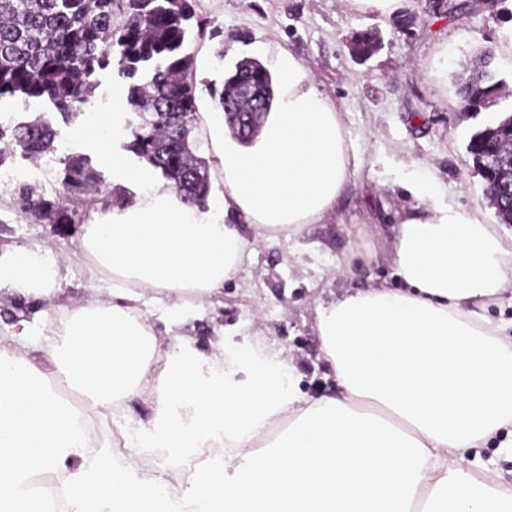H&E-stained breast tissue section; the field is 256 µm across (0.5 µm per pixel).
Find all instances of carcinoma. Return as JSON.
Returning a JSON list of instances; mask_svg holds the SVG:
<instances>
[{"mask_svg": "<svg viewBox=\"0 0 512 512\" xmlns=\"http://www.w3.org/2000/svg\"><path fill=\"white\" fill-rule=\"evenodd\" d=\"M195 0H0V100L21 95L46 102L68 121L79 119L96 98L99 75L116 66L130 80L124 106L141 118L126 149L159 170L180 199L204 207L210 177L196 155L198 138L195 58L184 50L209 21L196 18ZM381 45L377 30L354 33L351 55L368 59ZM494 51L485 48L467 64L468 77L457 84L462 108L474 114L499 105L500 82L493 71ZM228 129L240 141L252 140L274 100L273 79L259 60L242 58L222 89H209ZM10 137L28 159L54 148L56 130L41 113L17 123L11 134L0 126V141ZM512 146V111L501 110L477 129L468 143L483 178L489 205L501 224H512V184L492 164ZM59 199L44 200L27 185L18 187V204L52 224H75L73 200L106 189L103 174L82 155L62 160Z\"/></svg>", "mask_w": 512, "mask_h": 512, "instance_id": "obj_1", "label": "carcinoma"}]
</instances>
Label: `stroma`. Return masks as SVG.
Masks as SVG:
<instances>
[{
	"label": "stroma",
	"mask_w": 512,
	"mask_h": 512,
	"mask_svg": "<svg viewBox=\"0 0 512 512\" xmlns=\"http://www.w3.org/2000/svg\"><path fill=\"white\" fill-rule=\"evenodd\" d=\"M452 2V7L434 9L429 0H397L393 11L382 13L358 9L351 0H198L197 13L221 30L220 38L189 43L200 111H213L208 85L223 84L229 68L250 56L253 44L266 46L263 62L269 66L284 47L341 107L359 158L355 175L322 223L309 225L290 241L257 239L251 260L225 282L222 293L188 314L180 330L194 336L200 348L219 336L231 345L274 347L297 367L303 391L312 396L337 392L321 357L315 305L350 288L396 287L392 226L418 203L407 187L410 179L433 177L441 202L495 223L467 150L482 119L463 112L456 85L474 52L493 47L500 105L512 106V0H503L494 13L482 8L480 0ZM366 28L379 31L382 45L361 61L351 55L349 41ZM219 46L225 52L221 59L214 55ZM100 80L96 100L81 122L52 118L71 154L94 163L98 150L83 130L98 124L104 106L124 96L128 87L112 68ZM0 167L18 175L17 181L0 184V249L46 243L67 274L48 312L72 299L107 297L105 284L91 281L75 258L79 226L133 204L139 186L112 181L106 192L73 201L81 222L59 234L54 225L19 210L14 191L28 184L43 198L56 200L60 154H44L36 164L17 151Z\"/></svg>",
	"instance_id": "obj_1"
}]
</instances>
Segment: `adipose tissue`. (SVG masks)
I'll list each match as a JSON object with an SVG mask.
<instances>
[{
  "label": "adipose tissue",
  "instance_id": "obj_1",
  "mask_svg": "<svg viewBox=\"0 0 512 512\" xmlns=\"http://www.w3.org/2000/svg\"><path fill=\"white\" fill-rule=\"evenodd\" d=\"M277 94L252 144L206 117L224 186L212 208L185 204L151 165L103 166L145 191L110 218L82 225L81 257L109 299L90 297L0 329V512H51L40 476L63 475L71 512H512V327L488 308L512 287V236L437 199L417 179L420 208L394 229L399 288L319 303L315 326L340 396L310 398L279 351L245 344L211 352L177 335L168 353L145 300L207 302L238 272L254 238L299 237L322 223L357 170L343 114L292 53L279 50ZM46 245L0 251V293L35 304L64 280ZM81 398L73 405L70 394ZM144 395L140 437L124 421ZM113 437L181 457L223 446L224 465L184 489ZM497 440L491 456L482 450ZM83 457L73 470L66 463Z\"/></svg>",
  "mask_w": 512,
  "mask_h": 512
}]
</instances>
